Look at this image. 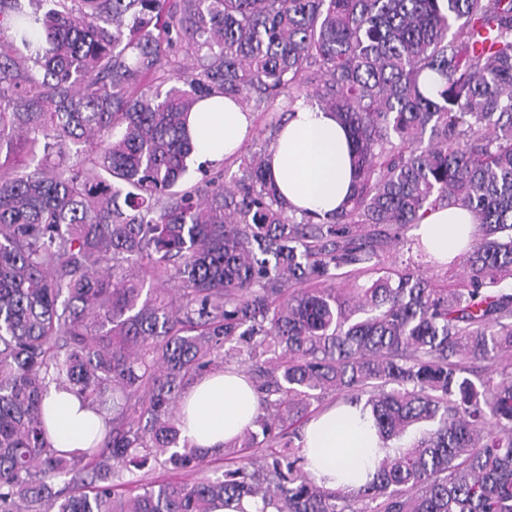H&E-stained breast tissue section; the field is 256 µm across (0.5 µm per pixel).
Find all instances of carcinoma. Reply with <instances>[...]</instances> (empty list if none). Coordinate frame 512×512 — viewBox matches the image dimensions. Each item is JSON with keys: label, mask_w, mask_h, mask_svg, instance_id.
Wrapping results in <instances>:
<instances>
[{"label": "carcinoma", "mask_w": 512, "mask_h": 512, "mask_svg": "<svg viewBox=\"0 0 512 512\" xmlns=\"http://www.w3.org/2000/svg\"><path fill=\"white\" fill-rule=\"evenodd\" d=\"M28 2L0 0V512H512V0ZM213 94L277 130L299 101L335 113L346 206L295 221L261 151L231 189L182 187ZM448 206L477 217L461 287L381 266ZM226 355L268 365L266 414L221 475L134 487L160 456L206 469L176 404ZM52 384L104 417L100 441L53 448ZM328 391L393 443L355 494L291 448L243 454Z\"/></svg>", "instance_id": "carcinoma-1"}]
</instances>
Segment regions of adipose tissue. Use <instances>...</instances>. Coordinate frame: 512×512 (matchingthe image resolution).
<instances>
[{
  "label": "adipose tissue",
  "mask_w": 512,
  "mask_h": 512,
  "mask_svg": "<svg viewBox=\"0 0 512 512\" xmlns=\"http://www.w3.org/2000/svg\"><path fill=\"white\" fill-rule=\"evenodd\" d=\"M252 125L250 113L229 97L200 101L189 118L199 158L221 162L236 155ZM269 173L291 212L325 215L341 210L353 191L354 171L346 129L334 114L304 102L276 134L266 159ZM474 214L461 206L430 212L414 229L430 258L451 262L477 233ZM45 419L54 448L74 453L88 448L104 421L75 395L50 389ZM183 437L196 448L222 453L224 445L260 413L248 376L236 369L201 376L180 402ZM385 443L370 411L350 404L332 406L307 423L301 448L312 481L331 490H358L372 477Z\"/></svg>",
  "instance_id": "1"
}]
</instances>
